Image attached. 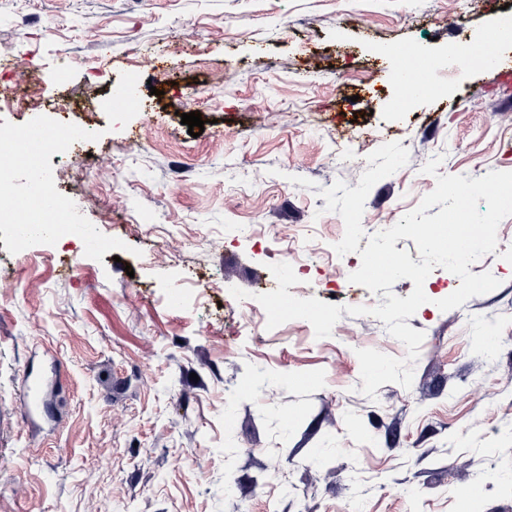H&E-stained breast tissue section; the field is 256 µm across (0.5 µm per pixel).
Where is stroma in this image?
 Listing matches in <instances>:
<instances>
[{
	"mask_svg": "<svg viewBox=\"0 0 512 512\" xmlns=\"http://www.w3.org/2000/svg\"><path fill=\"white\" fill-rule=\"evenodd\" d=\"M505 3L0 0V87L19 94L0 134L86 138L43 168L106 243L21 248L0 233V512H459L465 495L471 512H512L493 479L512 461V216L469 267L499 287L443 312L460 280L435 267L407 320L424 334L412 385L372 398L357 350L406 355L380 319L345 312L319 339L303 319L244 325L230 293L275 290L269 266L285 262L295 297L384 303L349 282L361 262L338 258L344 222L320 196L357 187L384 143L409 161L370 190L362 249L437 175L512 171V89L449 60L493 35ZM407 49L438 96L393 81ZM190 111L206 121L196 138ZM32 373L46 383L36 414Z\"/></svg>",
	"mask_w": 512,
	"mask_h": 512,
	"instance_id": "1",
	"label": "stroma"
}]
</instances>
